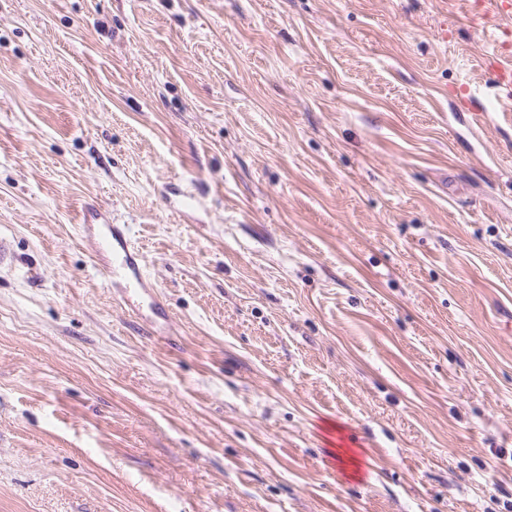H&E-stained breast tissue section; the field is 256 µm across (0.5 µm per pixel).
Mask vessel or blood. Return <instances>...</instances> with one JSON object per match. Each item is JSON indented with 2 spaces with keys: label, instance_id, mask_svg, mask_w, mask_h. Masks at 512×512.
<instances>
[{
  "label": "vessel or blood",
  "instance_id": "obj_1",
  "mask_svg": "<svg viewBox=\"0 0 512 512\" xmlns=\"http://www.w3.org/2000/svg\"><path fill=\"white\" fill-rule=\"evenodd\" d=\"M472 9L483 12L486 18L512 22V0H469ZM483 66L489 79L499 88L512 91V58L503 57L500 49L487 51ZM82 229L94 241V253L112 259V285L129 300H148L158 308L154 285L147 278L141 255L131 244L127 225L115 224L104 217L85 220Z\"/></svg>",
  "mask_w": 512,
  "mask_h": 512
}]
</instances>
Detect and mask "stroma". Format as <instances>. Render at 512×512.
<instances>
[{
  "instance_id": "obj_1",
  "label": "stroma",
  "mask_w": 512,
  "mask_h": 512,
  "mask_svg": "<svg viewBox=\"0 0 512 512\" xmlns=\"http://www.w3.org/2000/svg\"><path fill=\"white\" fill-rule=\"evenodd\" d=\"M492 36L458 0H0V512H512ZM95 214L98 217L89 215L90 219H84V224L80 226L93 239L95 256H112V268L109 270V275H112V288H118L130 302L148 298L150 307L159 316L160 302L154 297L156 287L145 274L142 256L131 244L128 226L112 224L102 214ZM96 225L101 227L98 233Z\"/></svg>"
}]
</instances>
